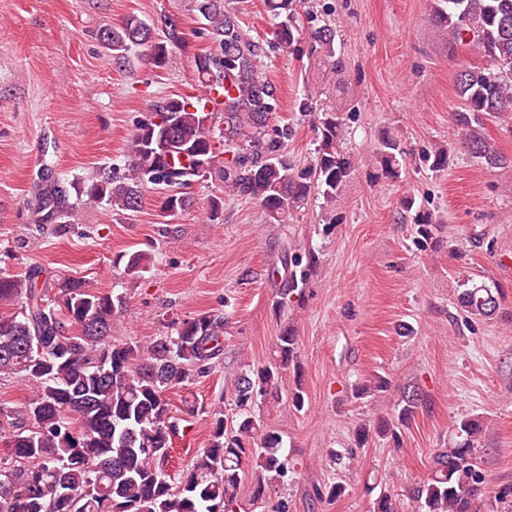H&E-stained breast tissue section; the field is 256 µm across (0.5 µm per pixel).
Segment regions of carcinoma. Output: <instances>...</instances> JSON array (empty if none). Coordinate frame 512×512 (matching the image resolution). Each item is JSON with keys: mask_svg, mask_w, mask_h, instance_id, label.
<instances>
[{"mask_svg": "<svg viewBox=\"0 0 512 512\" xmlns=\"http://www.w3.org/2000/svg\"><path fill=\"white\" fill-rule=\"evenodd\" d=\"M297 0H270L277 44L296 51L306 39L338 75L346 70L333 31L305 29ZM190 10L212 35L215 48L194 57L202 82L232 83L238 95L224 103V127L216 115L190 98H171L156 106L133 134L128 171L116 180L100 171L81 183L45 180L35 208L37 224H67L80 205L105 204L136 213L143 189L164 191L162 209L174 215L193 205V182L217 174L231 190L250 195L277 222L321 190L324 202H336L358 171L344 147L341 109L321 113L315 126L317 148L300 165L271 146L263 156L250 150L262 139L276 101L274 87L259 76L261 50L236 21L230 0H189ZM431 21L448 33L452 51L476 48L487 64L457 72L455 88L462 102L455 113L468 154L490 169L512 170L485 133L488 116L512 112V0H434ZM98 37L120 66L131 45L146 47L161 68L170 55L187 47L183 30L168 16L159 20L131 17L120 28L105 27ZM237 153L238 166L221 165L217 146ZM451 149L439 147L419 156L429 170L448 169ZM399 140L387 137L371 159L376 182L397 181L406 166ZM414 224L416 242L440 245L433 216L401 201ZM317 263L312 251L284 254L285 277L279 283L280 308L301 296ZM147 272L143 254H127L123 274L137 279ZM34 267L22 276L0 273V305L17 304L0 315V377L17 376L31 395L22 419L9 423L6 447L14 464L0 466V512H235L245 466L254 468V501H265L273 483L285 479L291 461L281 453L282 438L262 429L257 401H279L282 370L296 364L297 336L291 328L277 337V360L245 371L235 385V419L224 411L208 412L210 445L185 476L174 480L165 466L176 424L170 421L171 389L205 376L224 351V317L200 313L174 323L172 333L147 345L114 336L115 319L126 298L103 293L68 276L40 281ZM458 302L471 315L490 316L499 306L494 288L468 277L457 280ZM414 390L402 397L396 418L382 420L375 433L396 434L422 404ZM463 440L432 458L430 474L413 490L418 512H478L485 476L474 457L483 427L461 419Z\"/></svg>", "mask_w": 512, "mask_h": 512, "instance_id": "1", "label": "carcinoma"}]
</instances>
